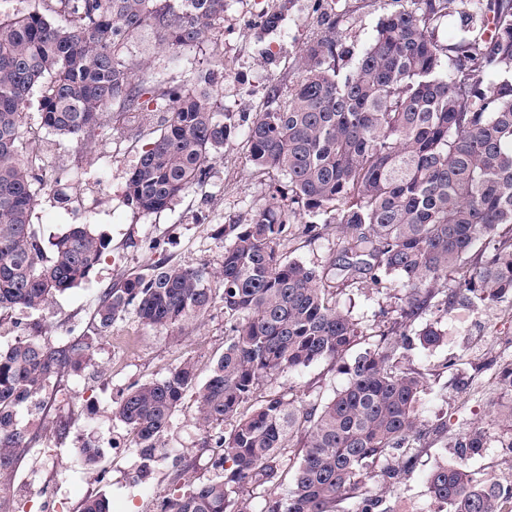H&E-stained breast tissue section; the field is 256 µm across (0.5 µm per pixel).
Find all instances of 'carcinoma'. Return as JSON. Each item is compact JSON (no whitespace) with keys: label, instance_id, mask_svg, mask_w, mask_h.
Here are the masks:
<instances>
[{"label":"carcinoma","instance_id":"1","mask_svg":"<svg viewBox=\"0 0 512 512\" xmlns=\"http://www.w3.org/2000/svg\"><path fill=\"white\" fill-rule=\"evenodd\" d=\"M33 10L0 13V313L40 309L100 264L109 241L88 224H73L44 243L31 216L46 196L71 201L83 173L62 178L36 172L24 156L23 112L41 89V126L79 149L124 133L164 113L128 173L123 199L159 213L201 187L224 142L245 131L248 161L287 178L271 202L244 221L221 224L224 262L154 263L105 289L95 309L97 331L132 312L145 325L175 328L224 307L226 343L208 380L196 389L198 423L230 428L207 438L214 475L196 482L179 470L171 512H395L387 504L418 449L447 428H427L417 403L421 373L405 366L419 344L446 332L422 314L445 317L457 301L512 300V0L481 4L482 25L460 42L436 35L453 0H413L388 14L373 41L350 57L339 15L315 0L318 32L297 58L300 76L287 91L271 86L259 112H221L213 93L190 83L145 78L146 61L123 55L145 27L173 58L217 45L227 0H40ZM290 0L263 13V31L277 29ZM301 234L336 233L339 256L326 267L284 255ZM344 281L369 278L402 292L398 321L353 357L363 332L341 310L329 270ZM219 281L222 291L212 287ZM89 359L77 345L52 347L25 336L0 350V470L29 443L18 409L38 399L58 369ZM339 366L346 386L333 397L272 394L256 406L261 382L316 361ZM196 368L186 361L162 379L129 387L115 411L142 460L136 479L166 458L164 436ZM506 400L492 424L512 448V364L499 372ZM489 427L455 438L461 456L487 443ZM302 454H293V449ZM293 473L288 497L278 493V461ZM383 465L385 492L368 483ZM433 512H501L512 484L492 481L464 464L436 466L428 476Z\"/></svg>","mask_w":512,"mask_h":512}]
</instances>
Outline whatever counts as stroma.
Listing matches in <instances>:
<instances>
[{"label": "stroma", "instance_id": "1", "mask_svg": "<svg viewBox=\"0 0 512 512\" xmlns=\"http://www.w3.org/2000/svg\"><path fill=\"white\" fill-rule=\"evenodd\" d=\"M311 5L312 0H294L281 27L264 34L249 6L229 0L219 47L226 63L222 69L213 68L207 48L184 50L178 62H169L158 52L148 28L127 42L124 55L149 61L150 74L169 82L192 81L199 72L213 70L211 90L225 111L257 112L271 84L286 87L295 81V58L312 33ZM410 6L411 0H337L336 12L352 51L358 52L374 39L383 17ZM25 128L44 141L46 170L78 167L96 180L84 187L82 204L61 208L41 202L32 216L36 236L45 240L70 225L88 224L109 240L110 248L89 279L57 294L47 308L0 313L1 349L19 337L37 336L55 346L90 343L92 357L85 368L61 369L37 406L18 412L31 442L0 481L13 490L12 512H82L87 499L100 496L109 500L112 512H158L174 468L185 469L193 479L212 474L211 451L205 446L209 431L196 420L195 394L186 392L165 436L167 446L178 449V459L158 461L148 478L138 483L133 476L141 460L114 410L130 385L162 379L186 361L195 364L198 382H205L224 352V307L215 305L202 322L176 328L150 327L129 315L101 334L93 321L100 293L162 258L173 264L220 268L224 240L217 236V226L264 209L270 185L278 177L254 171L246 140L238 134L225 142L204 187L191 189L164 212L145 215L124 203L122 186L150 140L147 131L106 138L81 151L41 129L33 104L26 110ZM337 302L358 319L367 336L386 330L400 305L396 290L377 291L365 279L338 290ZM441 327L446 334L440 345L415 348L408 361L429 379L418 407L422 424L444 420L448 430L420 452L405 477L398 492L401 512H431L429 473L438 463L461 461L454 439L474 423L489 422L501 400L498 372L512 363V308L507 303L455 305ZM346 382L337 367L317 361L263 381L253 398L313 393L328 399ZM504 440L500 432L490 431L486 448L463 461L491 480L512 479V450L504 448ZM84 447L99 449L95 465L76 464L74 452Z\"/></svg>", "mask_w": 512, "mask_h": 512}]
</instances>
